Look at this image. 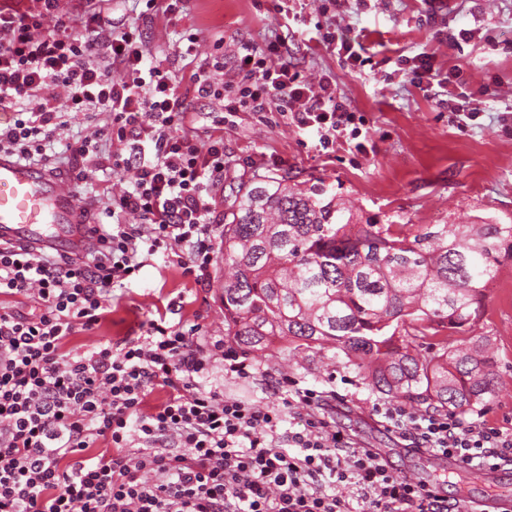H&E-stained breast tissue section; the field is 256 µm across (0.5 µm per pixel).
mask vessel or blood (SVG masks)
I'll return each mask as SVG.
<instances>
[{
	"instance_id": "b4317fda",
	"label": "vessel or blood",
	"mask_w": 512,
	"mask_h": 512,
	"mask_svg": "<svg viewBox=\"0 0 512 512\" xmlns=\"http://www.w3.org/2000/svg\"><path fill=\"white\" fill-rule=\"evenodd\" d=\"M87 209L61 177L0 155V242L63 247L77 257L93 246Z\"/></svg>"
}]
</instances>
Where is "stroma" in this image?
<instances>
[{
    "label": "stroma",
    "instance_id": "35a3bbf8",
    "mask_svg": "<svg viewBox=\"0 0 512 512\" xmlns=\"http://www.w3.org/2000/svg\"><path fill=\"white\" fill-rule=\"evenodd\" d=\"M113 22L140 27L151 56L172 58L184 35L199 36L198 55L223 54L238 41L256 45L284 37L288 59L304 80L331 78L336 94L370 134L366 152L337 146L322 151L316 138L297 130L280 112L227 115L221 101L188 95V117L197 127L224 129V180L215 192L216 240L224 238V199L239 179L288 175L295 183L320 178L364 213L392 218L413 231L423 224H458L495 218L512 221V0H187L176 17L141 18L143 0H109ZM333 30L362 42L365 64L353 67L322 39ZM427 51L440 71L458 67L472 91L479 117L458 124L448 109V92L421 90L396 69L398 56ZM208 286L195 285L181 269L155 255L127 287L115 289L106 320L76 331L68 351L90 350L98 341H120L144 333L147 322L176 297L184 303L170 323L200 327L201 335L224 336L220 286L224 258L215 254ZM486 313L476 333L491 339L499 373L493 399L476 414L512 432V277L498 275L485 290ZM250 379H231L214 370L210 386L231 398L272 401L276 381L286 376L299 387L326 392L325 411L360 448L378 449L397 473L437 479L439 492L458 500L461 512H495L487 491L512 487V466L497 472L454 467L452 460L407 448L379 413L382 400L358 371L337 362L334 351L310 359L264 357Z\"/></svg>",
    "mask_w": 512,
    "mask_h": 512
}]
</instances>
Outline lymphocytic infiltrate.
<instances>
[{
  "label": "lymphocytic infiltrate",
  "mask_w": 512,
  "mask_h": 512,
  "mask_svg": "<svg viewBox=\"0 0 512 512\" xmlns=\"http://www.w3.org/2000/svg\"><path fill=\"white\" fill-rule=\"evenodd\" d=\"M24 13L0 10V154L53 163L51 144L77 122L107 114L92 135L66 143L77 181L89 162L131 174L132 190L107 196L88 230L87 256L0 244V296L33 301L30 315L0 307V512H460L435 486L394 472L371 450L354 447L319 413L324 397L279 386L276 403L224 397L207 387L215 367L248 379L254 365L207 341L198 327L153 319L144 334L70 353L76 329L104 319L114 289L125 287L156 254L198 286L210 281L215 236L209 198L224 179V137L190 125L180 83L164 61L147 56L139 30L118 26L105 0H33ZM189 34L179 59H194L188 87L223 102L228 113L262 112L280 102L322 149L336 143L365 152L355 114L332 81L310 84L288 64L281 41L241 43L236 76L216 82L223 57L198 59ZM416 83L449 90L459 122L475 120L459 69L440 73L432 53L398 56ZM66 91L45 98L46 86ZM110 143L112 153L101 151ZM167 396L145 403L155 387ZM307 408L304 428L281 433L287 412ZM412 447L470 467L512 464V433L484 419L381 409ZM109 455L89 456L98 440Z\"/></svg>",
  "instance_id": "f902f5d3"
}]
</instances>
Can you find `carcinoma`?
<instances>
[{"mask_svg": "<svg viewBox=\"0 0 512 512\" xmlns=\"http://www.w3.org/2000/svg\"><path fill=\"white\" fill-rule=\"evenodd\" d=\"M403 228L321 182L239 183L224 201V345L260 357L332 347L382 397L460 413L488 403L498 374L475 331L486 283L512 260V223Z\"/></svg>", "mask_w": 512, "mask_h": 512, "instance_id": "cac0c4a2", "label": "carcinoma"}]
</instances>
